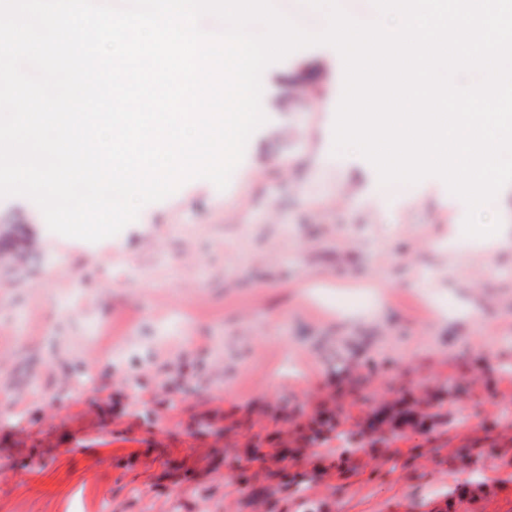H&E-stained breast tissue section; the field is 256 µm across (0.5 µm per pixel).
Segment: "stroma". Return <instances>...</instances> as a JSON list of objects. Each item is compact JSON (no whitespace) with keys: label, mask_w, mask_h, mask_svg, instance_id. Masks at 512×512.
<instances>
[{"label":"stroma","mask_w":512,"mask_h":512,"mask_svg":"<svg viewBox=\"0 0 512 512\" xmlns=\"http://www.w3.org/2000/svg\"><path fill=\"white\" fill-rule=\"evenodd\" d=\"M323 52L264 71L226 189L95 243L0 198V512H512V253L334 153ZM330 412L335 456L293 442Z\"/></svg>","instance_id":"35a3bbf8"}]
</instances>
